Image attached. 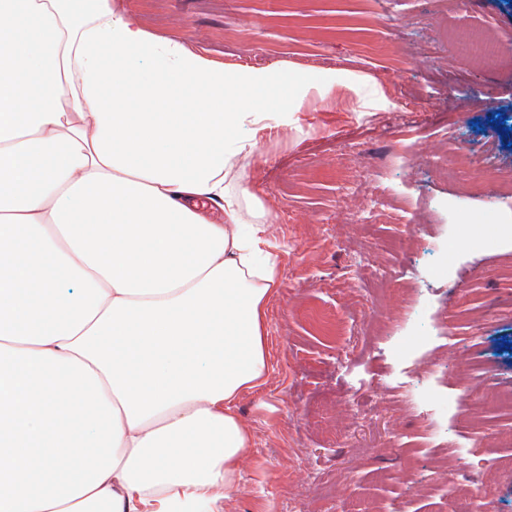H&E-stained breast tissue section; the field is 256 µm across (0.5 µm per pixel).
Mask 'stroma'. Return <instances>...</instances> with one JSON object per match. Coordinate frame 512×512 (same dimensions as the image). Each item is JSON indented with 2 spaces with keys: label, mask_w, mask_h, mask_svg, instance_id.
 <instances>
[{
  "label": "stroma",
  "mask_w": 512,
  "mask_h": 512,
  "mask_svg": "<svg viewBox=\"0 0 512 512\" xmlns=\"http://www.w3.org/2000/svg\"><path fill=\"white\" fill-rule=\"evenodd\" d=\"M119 4L225 66L334 83L237 161L281 286L223 512H512V0ZM473 30L497 67L459 49Z\"/></svg>",
  "instance_id": "35a3bbf8"
}]
</instances>
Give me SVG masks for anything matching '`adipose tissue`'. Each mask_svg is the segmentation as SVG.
<instances>
[{"mask_svg":"<svg viewBox=\"0 0 512 512\" xmlns=\"http://www.w3.org/2000/svg\"><path fill=\"white\" fill-rule=\"evenodd\" d=\"M322 89L0 0V512H221L280 285L235 162Z\"/></svg>","mask_w":512,"mask_h":512,"instance_id":"adipose-tissue-1","label":"adipose tissue"}]
</instances>
